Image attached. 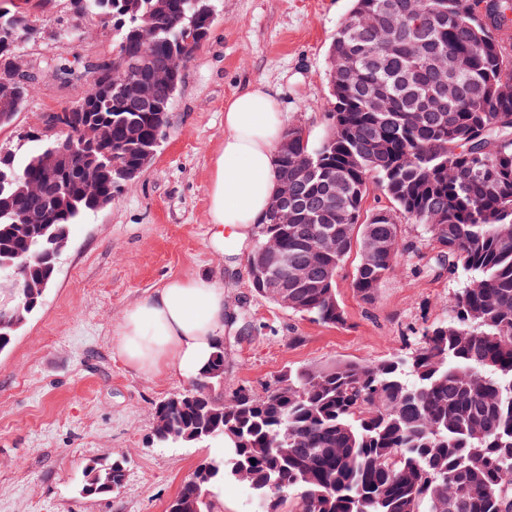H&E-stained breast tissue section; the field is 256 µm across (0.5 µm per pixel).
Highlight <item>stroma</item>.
I'll use <instances>...</instances> for the list:
<instances>
[{
	"label": "stroma",
	"mask_w": 512,
	"mask_h": 512,
	"mask_svg": "<svg viewBox=\"0 0 512 512\" xmlns=\"http://www.w3.org/2000/svg\"><path fill=\"white\" fill-rule=\"evenodd\" d=\"M353 0H217L208 38L182 70L165 136L150 164L121 188L111 206L71 225L45 300L0 353V512H166L196 466L216 455L210 443L162 448L153 443L154 406L190 384L145 375L116 349L123 311L171 277L200 272L223 287L231 317L224 323L226 389L263 393L299 366L374 362L413 346L422 329L448 316V298L464 275L427 269L429 240L421 225L402 222L413 248L398 259L373 304L352 288L358 262L336 275L347 320L325 326L258 297L246 251L210 244V158L224 138V103L247 83L278 94L288 123L328 131L333 101L328 50ZM71 16L55 0L40 39L23 44L24 64L111 54L107 26L85 21L80 38L59 36ZM86 79L62 84L42 76L0 148L17 149L37 133L46 113L83 98ZM128 461L119 492L87 497L79 487L92 460Z\"/></svg>",
	"instance_id": "stroma-1"
}]
</instances>
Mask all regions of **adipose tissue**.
Masks as SVG:
<instances>
[{
  "mask_svg": "<svg viewBox=\"0 0 512 512\" xmlns=\"http://www.w3.org/2000/svg\"><path fill=\"white\" fill-rule=\"evenodd\" d=\"M287 116L277 92L257 81L224 104V139L211 157L208 221L211 243L225 236L251 245L277 192V151ZM224 290L206 273L172 277L124 312L117 349L143 374L193 377L209 365L224 337Z\"/></svg>",
  "mask_w": 512,
  "mask_h": 512,
  "instance_id": "1",
  "label": "adipose tissue"
}]
</instances>
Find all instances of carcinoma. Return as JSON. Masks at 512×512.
Returning a JSON list of instances; mask_svg holds the SVG:
<instances>
[{
  "label": "carcinoma",
  "instance_id": "carcinoma-1",
  "mask_svg": "<svg viewBox=\"0 0 512 512\" xmlns=\"http://www.w3.org/2000/svg\"><path fill=\"white\" fill-rule=\"evenodd\" d=\"M51 0H10L0 6V129L11 125L36 90L13 84L21 42L33 39ZM79 15L109 18L112 56L96 75L97 90L49 115L112 127V142L94 154L108 177L85 187L82 161L40 188V158L59 136L38 140L19 156L0 152V352L40 308L57 257L49 235L112 205L123 176L158 148L181 74L156 75L172 57L192 58L214 22L213 0H73ZM481 0H354L336 30L329 56L333 112L315 145L290 125L288 152L277 176L293 186L288 219L269 212L254 248L281 249L305 283L288 286V310L324 325L345 312L333 272L353 245L359 260L352 287L371 304L409 251L399 218L424 227L436 249L430 265L468 274L448 299V319L432 324L410 353L378 362L301 366L259 395L238 387L221 398L224 346L188 388L154 407V440L162 447L218 442L169 502L167 512H221L217 491L247 484L261 512H512V0H499L498 19L480 18ZM155 42L136 36L142 17ZM448 57V76L436 61ZM32 69L61 83L72 63L42 61ZM153 85V100L138 84ZM456 96L448 100V83ZM394 204L362 217L370 185ZM41 211L46 223H17ZM336 234L321 248V229ZM31 257L15 272L16 256ZM30 284L15 287L16 282ZM126 460L88 467L82 492L119 491Z\"/></svg>",
  "mask_w": 512,
  "mask_h": 512
}]
</instances>
